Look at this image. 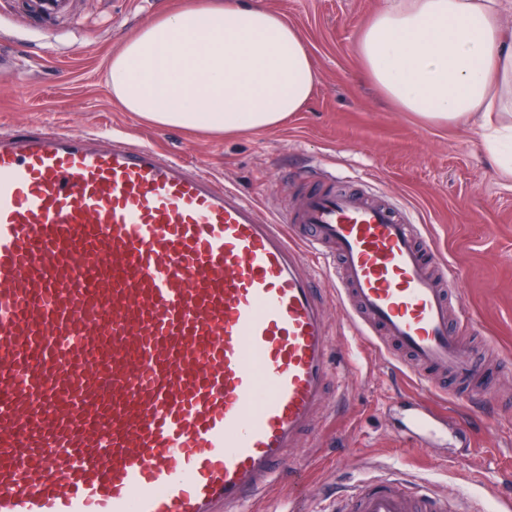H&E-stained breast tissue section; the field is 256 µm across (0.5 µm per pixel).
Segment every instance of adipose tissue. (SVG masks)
<instances>
[{"label":"adipose tissue","mask_w":512,"mask_h":512,"mask_svg":"<svg viewBox=\"0 0 512 512\" xmlns=\"http://www.w3.org/2000/svg\"><path fill=\"white\" fill-rule=\"evenodd\" d=\"M500 0H389L363 30L361 76L432 125L480 116L512 177V39ZM106 81L128 112L161 126L260 132L301 111L317 82L298 27L259 0H189L113 55Z\"/></svg>","instance_id":"obj_1"}]
</instances>
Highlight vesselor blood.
<instances>
[{
  "instance_id": "obj_1",
  "label": "vessel or blood",
  "mask_w": 512,
  "mask_h": 512,
  "mask_svg": "<svg viewBox=\"0 0 512 512\" xmlns=\"http://www.w3.org/2000/svg\"><path fill=\"white\" fill-rule=\"evenodd\" d=\"M307 191L281 220L159 149L0 130V512H246L314 436L333 378L304 252L424 384L484 394L459 270L391 202ZM415 407L402 435L433 444ZM336 512H485L397 476Z\"/></svg>"
}]
</instances>
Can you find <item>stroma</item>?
Returning a JSON list of instances; mask_svg holds the SVG:
<instances>
[{
  "instance_id": "1",
  "label": "stroma",
  "mask_w": 512,
  "mask_h": 512,
  "mask_svg": "<svg viewBox=\"0 0 512 512\" xmlns=\"http://www.w3.org/2000/svg\"><path fill=\"white\" fill-rule=\"evenodd\" d=\"M185 3L75 0L70 14L53 21L0 14V38L15 42L31 74L0 77V129L42 124L149 143L255 199L270 216L331 171L396 202L461 270L468 333L490 340L499 355L492 391L471 401L422 387L391 345L357 335L332 276L308 259L302 271L323 292L338 384L315 439L293 453L302 483L283 479L274 501L258 502L255 512L292 499L301 512H327L337 486L388 469L449 496L512 498V178L490 162L482 129L430 126L359 79V37L384 0H262L302 31L318 75L306 108L282 125L234 134L154 125L113 101L107 67L161 9ZM412 398L447 408V441L419 448L399 440Z\"/></svg>"
}]
</instances>
